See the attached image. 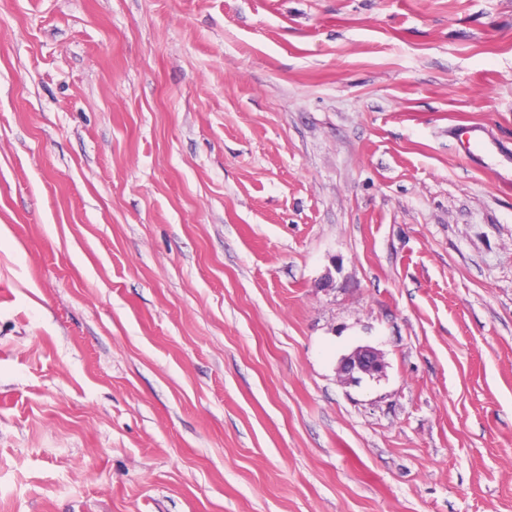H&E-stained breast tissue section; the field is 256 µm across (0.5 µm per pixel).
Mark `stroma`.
<instances>
[{"mask_svg": "<svg viewBox=\"0 0 512 512\" xmlns=\"http://www.w3.org/2000/svg\"><path fill=\"white\" fill-rule=\"evenodd\" d=\"M473 122L512 0H0V512H512ZM459 141L464 155L469 158H479L481 154L488 153L494 148L498 149L495 143L489 139L482 125L466 126L459 134ZM385 362L383 356L371 347H359L344 356L337 373L344 384L359 383L363 376L374 377L383 373Z\"/></svg>", "mask_w": 512, "mask_h": 512, "instance_id": "1", "label": "stroma"}]
</instances>
